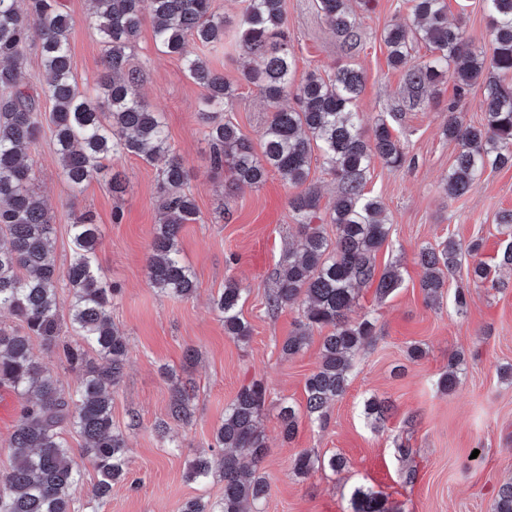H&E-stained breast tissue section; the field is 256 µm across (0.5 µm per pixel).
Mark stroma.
Listing matches in <instances>:
<instances>
[{
  "instance_id": "35a3bbf8",
  "label": "stroma",
  "mask_w": 512,
  "mask_h": 512,
  "mask_svg": "<svg viewBox=\"0 0 512 512\" xmlns=\"http://www.w3.org/2000/svg\"><path fill=\"white\" fill-rule=\"evenodd\" d=\"M74 24L68 41L72 72L79 86L93 85L102 71L103 43L86 18L91 0H64ZM288 33L296 53L298 75L315 70L331 74L354 64L365 76L357 102L364 128L400 113L396 124L406 152L398 168L372 162L366 189L380 197L390 219V235L379 252V264L398 263L402 285L383 302L365 292L353 319H375L371 343L355 358L348 388L332 405L326 424L302 420L297 437L283 440L277 414L282 401L303 403L306 377L319 365L321 332H314L305 351L291 359L281 342L294 330L297 309L271 311L268 292L278 263L299 241L298 225L288 207L294 190L277 174L259 186L225 190L227 176L208 168L207 127L199 115L203 87L186 75L178 57L157 52L151 22H144L132 51V63L143 75L142 94L162 112L169 143L189 171L188 189L199 210L197 223L184 225L179 247L196 273L199 288L188 299H173L149 284V243L160 208L158 164L129 155L115 160L127 179L122 195H113L106 180L72 193L64 180L51 130H44L29 151L35 172L34 190L54 224L58 266L72 256L69 226L76 215L91 213L101 237L96 263L120 293L112 321L129 341L123 378L112 397V419L124 432L131 463L127 479L113 486L98 512H181L191 498L215 500L224 493L221 475L208 482L188 480V464L208 452L224 409L239 389L262 382L269 398L260 425L270 453L265 471L271 483L262 512H351L350 499L362 486L388 494L400 512H491L499 486L512 478V269L497 272L499 287H473L467 269L449 276L440 304L425 303L416 264L421 247L452 237L461 243L480 237L481 258L493 263L512 234L497 222L501 210H512V168L486 171L463 197H446L441 180L458 151L442 134L446 105L453 96L445 84L439 99L410 105L400 72L388 67L385 27L412 18L410 0H377L360 17L363 46L347 55L314 0H283ZM449 20H462L476 48L489 49L488 19L483 0H448ZM232 32L216 46L189 42L210 67L233 83L236 98L226 117L251 139H258L269 111L259 89L241 75L243 59ZM234 277L245 291L242 316L251 327L248 341L224 333L211 300ZM465 288L468 306L457 311L454 295ZM419 345L424 358L411 362L407 349ZM464 357L456 390L444 394L437 379L452 354ZM186 382L191 394V426L174 427L178 452L164 448L154 425L165 418L171 380ZM395 406L383 426L373 427L364 413L371 397ZM414 425H407L408 416ZM408 445L400 457L398 445ZM302 451L318 459L340 454L348 466L342 473L314 469L298 477L291 461ZM418 471L414 484H403L401 471Z\"/></svg>"
}]
</instances>
